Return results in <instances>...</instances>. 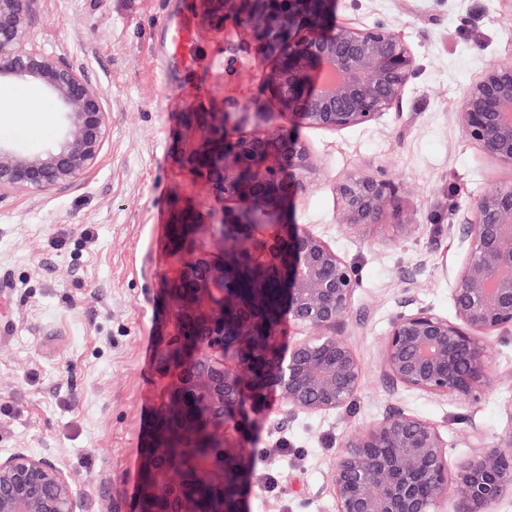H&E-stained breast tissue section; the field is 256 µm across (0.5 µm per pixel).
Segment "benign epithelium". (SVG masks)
Returning a JSON list of instances; mask_svg holds the SVG:
<instances>
[{"label":"benign epithelium","mask_w":512,"mask_h":512,"mask_svg":"<svg viewBox=\"0 0 512 512\" xmlns=\"http://www.w3.org/2000/svg\"><path fill=\"white\" fill-rule=\"evenodd\" d=\"M212 16L250 29L272 64L266 92L312 128L341 132L366 126L396 108L414 67L411 45L385 25L329 29L335 0H200ZM46 97L60 116L58 137L36 153L0 143V194L44 191L78 180L93 166L109 129L98 89L60 65L30 38L26 0H0V77ZM456 116L470 140L512 167V52L490 63L461 92ZM204 189L237 208L218 227L222 258L188 249L177 269L175 326L166 358L173 381L160 426L143 460L136 512H246L248 466L231 449L216 454L224 476L194 460L185 466L172 448H192L197 432L244 417L274 388L288 407L308 414L338 411L358 392L362 367L335 327L349 312L353 268L318 234L281 224L268 235L246 213L274 215L294 203L314 171L309 148L283 129L230 136L226 113L208 112L199 143L187 157ZM336 223L356 233L394 203L385 174L336 180ZM465 243L453 275L454 317L430 308L402 312L381 345L384 375L408 390L472 404L493 373L490 340L512 328V185H500L454 209ZM178 246L190 238L193 215L174 218ZM279 302L309 334L279 348V317L265 314L269 283ZM237 361L224 363V347ZM202 403L205 411L196 410ZM332 472L336 512H442L450 495L463 512H496L512 493V419L490 443L448 466V441L431 421L393 410L355 429ZM0 512H77L65 469L17 451L0 456Z\"/></svg>","instance_id":"7a95c632"}]
</instances>
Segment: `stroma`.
<instances>
[{"label": "stroma", "instance_id": "35a3bbf8", "mask_svg": "<svg viewBox=\"0 0 512 512\" xmlns=\"http://www.w3.org/2000/svg\"><path fill=\"white\" fill-rule=\"evenodd\" d=\"M30 33L62 65L95 85L110 113L96 163L77 181L0 196V454L25 451L61 464L78 512H133L140 468L168 379L170 292L180 256L172 212L190 208L209 245L226 204L183 164L187 112H224L227 129L283 128L310 149L306 191L276 224L310 228L352 265L358 286L336 331L362 365L348 407L311 415L269 393L230 445L250 457L249 512H336L333 468L344 438L393 409L436 424L448 461L472 455L512 418V329L491 353L497 374L472 406L396 386L381 343L401 312L453 316L452 274L464 255L448 232L450 204L467 205L512 168L466 137L456 119L463 88L512 47V8L501 0H336L333 27L383 24L415 54L397 109L341 132L301 123L269 97L271 64L251 32L217 26L198 0H30ZM188 19L185 57L170 48ZM9 112L0 142L34 151L57 135L56 114L30 89L0 80ZM385 170L399 187L376 224H337V179ZM405 222L419 224L403 232Z\"/></svg>", "mask_w": 512, "mask_h": 512}]
</instances>
